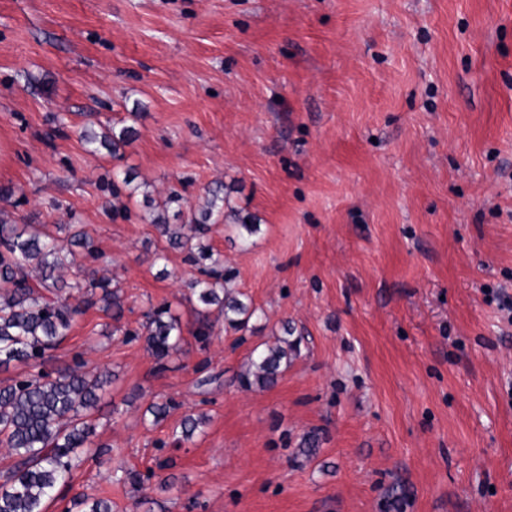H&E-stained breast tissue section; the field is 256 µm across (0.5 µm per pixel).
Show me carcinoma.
<instances>
[{
    "label": "carcinoma",
    "instance_id": "carcinoma-1",
    "mask_svg": "<svg viewBox=\"0 0 512 512\" xmlns=\"http://www.w3.org/2000/svg\"><path fill=\"white\" fill-rule=\"evenodd\" d=\"M135 130L127 125H112L99 134L88 128L79 131L80 141L95 153L104 148L114 158L129 145ZM132 173H112V196L131 200L138 191ZM206 203L188 215L179 211V224L169 222L168 207L182 200L173 190L156 204L142 220L154 225L168 246L186 253L198 272L188 283L192 295L206 309L214 307L224 316V330L248 328L257 308L244 294L230 287L233 273L224 268V259L204 244L209 225L225 218L224 192L216 185L205 189ZM234 227L242 241L258 231L255 218L237 217ZM103 258L87 235L74 224H11L0 218V369L18 362L31 368L24 377L0 382V446L15 462L0 474V512H46L57 497V490L68 485L74 472L93 456L112 462L110 451L94 441L96 426L93 411L110 379L91 377L85 364L78 363L53 373L45 369V354L57 348L76 317L90 307L106 315L121 311V296L112 280L97 277L95 264ZM77 270L72 280L62 275L66 268ZM285 338L276 346H256L249 354V367L240 375L241 388L274 385L298 353V342H290L288 325L282 326ZM148 349L163 361L181 348L180 318L167 304L151 307L142 331ZM178 404L169 400L150 404L146 412L157 424ZM200 416L187 415L180 423L176 444L190 441L204 425ZM112 512L108 500L79 496L65 512Z\"/></svg>",
    "mask_w": 512,
    "mask_h": 512
}]
</instances>
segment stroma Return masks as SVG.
Here are the masks:
<instances>
[{
  "label": "stroma",
  "instance_id": "stroma-1",
  "mask_svg": "<svg viewBox=\"0 0 512 512\" xmlns=\"http://www.w3.org/2000/svg\"><path fill=\"white\" fill-rule=\"evenodd\" d=\"M134 127L122 159L78 131ZM131 170L135 215L101 179ZM223 183L260 231L206 242L259 308L195 338L197 271L141 221ZM0 212L78 224L124 310L78 317L45 368L112 373L96 412L112 463L70 495L112 512H512V0H0ZM167 259L159 263L156 252ZM171 304L159 368L138 330ZM290 322L299 353L242 390ZM174 400L163 422L144 411ZM202 433L173 447L183 416ZM317 433L316 455L299 447ZM170 469H160L165 459ZM156 471L145 487L116 467Z\"/></svg>",
  "mask_w": 512,
  "mask_h": 512
}]
</instances>
